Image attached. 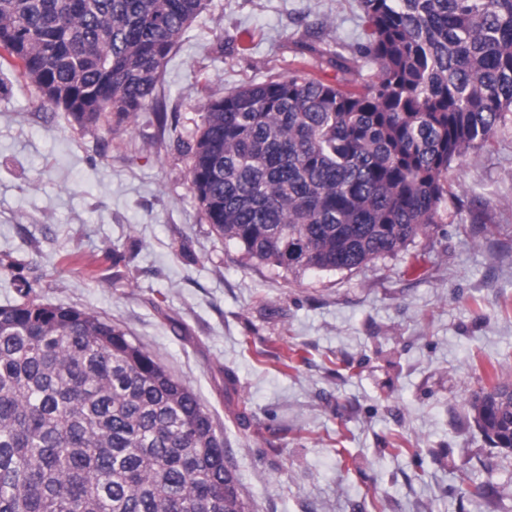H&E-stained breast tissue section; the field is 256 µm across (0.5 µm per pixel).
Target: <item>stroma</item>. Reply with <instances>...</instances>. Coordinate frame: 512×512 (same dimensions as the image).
Masks as SVG:
<instances>
[{
	"label": "stroma",
	"mask_w": 512,
	"mask_h": 512,
	"mask_svg": "<svg viewBox=\"0 0 512 512\" xmlns=\"http://www.w3.org/2000/svg\"><path fill=\"white\" fill-rule=\"evenodd\" d=\"M364 29L359 0H208L157 85L166 121L110 133L0 70V306L82 309L145 347L210 413L249 512H512V457L467 414L512 379V125L453 162L444 223L351 271L249 258L190 190L206 97L341 83L336 52L370 78Z\"/></svg>",
	"instance_id": "stroma-1"
}]
</instances>
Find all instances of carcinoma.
I'll use <instances>...</instances> for the list:
<instances>
[{"instance_id":"cac0c4a2","label":"carcinoma","mask_w":512,"mask_h":512,"mask_svg":"<svg viewBox=\"0 0 512 512\" xmlns=\"http://www.w3.org/2000/svg\"><path fill=\"white\" fill-rule=\"evenodd\" d=\"M207 0H0V68L83 126L155 103ZM375 79L304 72L206 100V223L285 271L352 270L443 222L455 159L512 121V0H360ZM512 455V382L468 404ZM0 512H249L196 395L112 322L0 306Z\"/></svg>"}]
</instances>
